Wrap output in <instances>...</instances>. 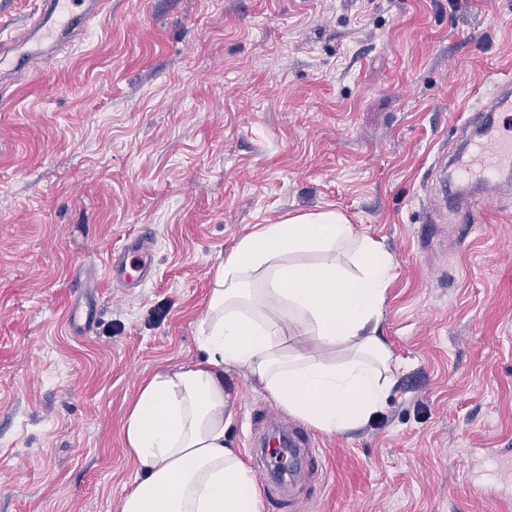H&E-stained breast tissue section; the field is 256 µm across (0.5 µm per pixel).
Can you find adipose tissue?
I'll return each mask as SVG.
<instances>
[{
    "label": "adipose tissue",
    "instance_id": "adipose-tissue-1",
    "mask_svg": "<svg viewBox=\"0 0 512 512\" xmlns=\"http://www.w3.org/2000/svg\"><path fill=\"white\" fill-rule=\"evenodd\" d=\"M394 260L338 211L291 213L243 236L217 266L199 356L148 377L129 409L139 479L121 512H262L224 374L237 370L328 434L365 425L395 386L379 333Z\"/></svg>",
    "mask_w": 512,
    "mask_h": 512
}]
</instances>
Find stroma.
<instances>
[{
    "mask_svg": "<svg viewBox=\"0 0 512 512\" xmlns=\"http://www.w3.org/2000/svg\"><path fill=\"white\" fill-rule=\"evenodd\" d=\"M58 53L0 103V512H119L128 410L197 357L217 265L257 225L327 210L395 260L397 384L365 427L316 433L282 512H499L512 193H484L467 231L437 169L512 80V0H107ZM145 226L152 280L113 287L108 252ZM224 386L250 450L276 404Z\"/></svg>",
    "mask_w": 512,
    "mask_h": 512,
    "instance_id": "stroma-1",
    "label": "stroma"
}]
</instances>
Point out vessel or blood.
Wrapping results in <instances>:
<instances>
[{
    "label": "vessel or blood",
    "mask_w": 512,
    "mask_h": 512,
    "mask_svg": "<svg viewBox=\"0 0 512 512\" xmlns=\"http://www.w3.org/2000/svg\"><path fill=\"white\" fill-rule=\"evenodd\" d=\"M13 0H0V48L11 53L15 71L33 72L47 66L55 48L71 33L85 30L97 17L104 0H41L36 15L22 32H15L9 13ZM512 115V83L498 84L490 96L475 108L473 119L478 134L467 144L460 160L461 178L484 184L495 183L500 173L512 170V126L505 117ZM152 242L146 232L128 234L124 244L108 257L107 272L113 284L137 288L152 272ZM319 450L307 434L289 431L287 436L271 435L256 456L264 476L279 481L294 478L304 464L316 459Z\"/></svg>",
    "instance_id": "1"
}]
</instances>
